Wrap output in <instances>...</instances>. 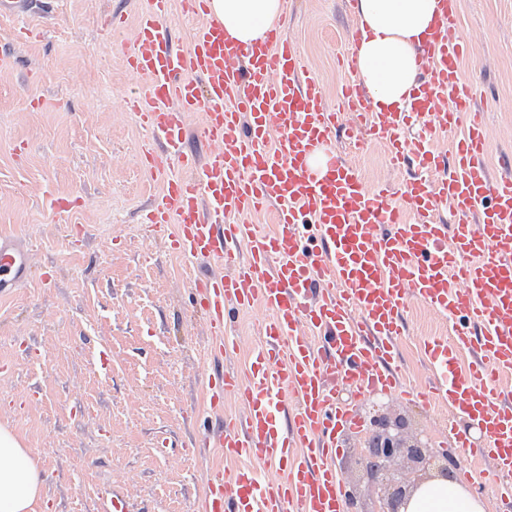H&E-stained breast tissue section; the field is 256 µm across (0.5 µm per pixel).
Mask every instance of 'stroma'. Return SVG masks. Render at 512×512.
<instances>
[{
    "label": "stroma",
    "instance_id": "stroma-1",
    "mask_svg": "<svg viewBox=\"0 0 512 512\" xmlns=\"http://www.w3.org/2000/svg\"><path fill=\"white\" fill-rule=\"evenodd\" d=\"M143 0H56L41 37L21 41L0 19V233L29 247L31 276L0 297V425L30 448L43 471L36 512H197L210 471L259 468V461L199 455L196 417L237 414L233 397L212 403L215 367L203 347L202 311L188 295L196 277L142 221L161 189L140 160L146 132L123 101L137 90L126 50ZM469 41L463 73L482 93L476 107L490 132L492 174L512 160V0H459ZM127 22L112 28L113 11ZM356 19L349 0H288L280 23L299 44L329 96L343 84L338 58ZM69 210H51L53 198ZM266 313H240L237 347L225 368L245 370ZM446 323L415 302L398 340L409 389L431 374L425 345ZM408 435L443 442L442 410L386 397ZM336 470L355 483L364 512L377 494L358 460L362 432L342 437Z\"/></svg>",
    "mask_w": 512,
    "mask_h": 512
}]
</instances>
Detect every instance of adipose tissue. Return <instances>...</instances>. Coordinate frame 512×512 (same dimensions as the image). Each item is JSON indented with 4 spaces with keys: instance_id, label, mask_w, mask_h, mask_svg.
<instances>
[{
    "instance_id": "obj_1",
    "label": "adipose tissue",
    "mask_w": 512,
    "mask_h": 512,
    "mask_svg": "<svg viewBox=\"0 0 512 512\" xmlns=\"http://www.w3.org/2000/svg\"><path fill=\"white\" fill-rule=\"evenodd\" d=\"M212 19L228 37L248 44L263 38L283 13L282 0H209ZM439 0H357L365 33L357 49L358 79L374 105H404L419 68L415 51L436 21ZM43 478L10 428L0 427V512H34ZM483 499L468 487L431 478L413 492L406 512H485Z\"/></svg>"
}]
</instances>
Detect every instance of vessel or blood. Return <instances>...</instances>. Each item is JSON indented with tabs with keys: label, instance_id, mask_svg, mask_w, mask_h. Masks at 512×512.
<instances>
[{
	"label": "vessel or blood",
	"instance_id": "vessel-or-blood-1",
	"mask_svg": "<svg viewBox=\"0 0 512 512\" xmlns=\"http://www.w3.org/2000/svg\"><path fill=\"white\" fill-rule=\"evenodd\" d=\"M42 4L0 0V16L26 20L19 34L34 39L29 19ZM176 5L196 20L182 49L164 25ZM441 6L406 112L376 111L355 78L360 26L333 102L282 26L244 46L210 19L208 0H145L137 15L126 59L142 85L125 107L150 134L141 163L162 185L146 222L182 257L216 267L192 292L210 355L227 353L240 311L269 314L245 372L218 369L207 381L214 399L235 396L242 417L197 442L259 459L268 474H213L199 512H344L336 454L358 418L337 394L402 391L396 341L413 299L448 324L427 345L433 381L416 398L446 412L461 480L482 491L512 474V175L491 174L479 85L461 75L469 43L458 0ZM196 113L202 156L189 146ZM415 118L427 131L409 144L399 131ZM368 142L423 176L396 194L368 186L353 155ZM267 209L273 233L240 221ZM29 260L25 245L0 237L1 294L27 278ZM463 353L474 356L465 374Z\"/></svg>",
	"mask_w": 512,
	"mask_h": 512
}]
</instances>
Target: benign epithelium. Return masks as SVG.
Listing matches in <instances>:
<instances>
[{
  "label": "benign epithelium",
  "mask_w": 512,
  "mask_h": 512,
  "mask_svg": "<svg viewBox=\"0 0 512 512\" xmlns=\"http://www.w3.org/2000/svg\"><path fill=\"white\" fill-rule=\"evenodd\" d=\"M367 452L360 461L363 479L375 484L381 492L377 512H404L413 490L428 479L426 471L439 465L448 476V465L454 463L446 448H433L422 439L409 440L402 419L391 420L376 413L366 429Z\"/></svg>",
  "instance_id": "obj_1"
}]
</instances>
